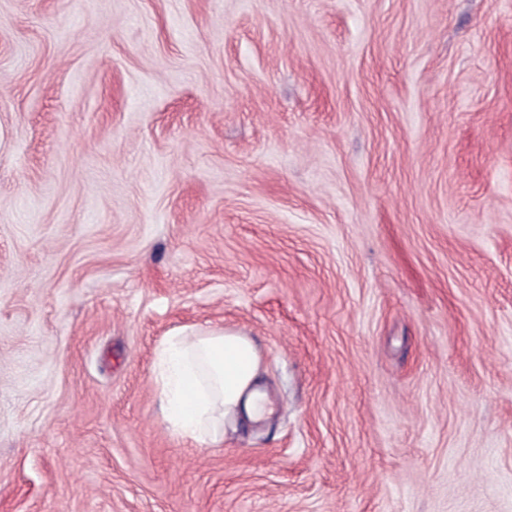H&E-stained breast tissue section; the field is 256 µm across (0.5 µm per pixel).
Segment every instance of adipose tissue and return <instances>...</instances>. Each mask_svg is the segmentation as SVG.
<instances>
[{
  "instance_id": "adipose-tissue-1",
  "label": "adipose tissue",
  "mask_w": 512,
  "mask_h": 512,
  "mask_svg": "<svg viewBox=\"0 0 512 512\" xmlns=\"http://www.w3.org/2000/svg\"><path fill=\"white\" fill-rule=\"evenodd\" d=\"M260 371L255 345L238 331L177 334L156 349L155 381L167 420L190 439H217L231 420H264L270 409Z\"/></svg>"
}]
</instances>
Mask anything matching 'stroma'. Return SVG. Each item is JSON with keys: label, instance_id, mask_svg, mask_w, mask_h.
<instances>
[{"label": "stroma", "instance_id": "35a3bbf8", "mask_svg": "<svg viewBox=\"0 0 512 512\" xmlns=\"http://www.w3.org/2000/svg\"><path fill=\"white\" fill-rule=\"evenodd\" d=\"M0 512H512V0H0ZM260 371L258 350L239 331L166 336L156 349L155 381L167 420L190 439L216 441L227 421L264 420L271 410Z\"/></svg>", "mask_w": 512, "mask_h": 512}]
</instances>
